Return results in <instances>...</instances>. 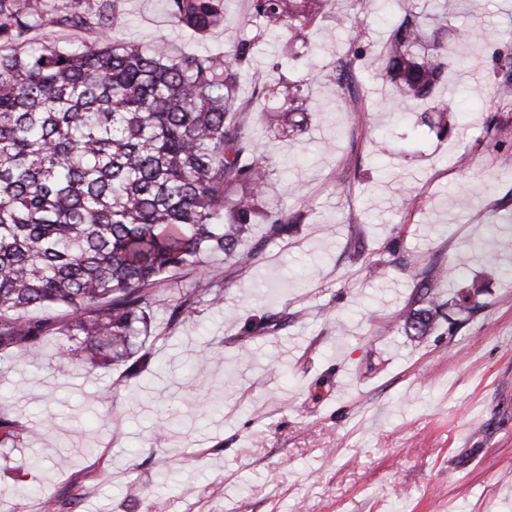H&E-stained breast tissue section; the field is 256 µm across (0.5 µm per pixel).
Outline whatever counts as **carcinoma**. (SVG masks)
<instances>
[{
  "label": "carcinoma",
  "mask_w": 512,
  "mask_h": 512,
  "mask_svg": "<svg viewBox=\"0 0 512 512\" xmlns=\"http://www.w3.org/2000/svg\"><path fill=\"white\" fill-rule=\"evenodd\" d=\"M121 0H69L50 23L74 34L96 28L108 44L46 42L27 48L42 26L39 0H0V351L23 361L46 336L67 338L52 358L60 375L77 364H147L141 337L150 311L163 305L176 329L191 321L208 290L196 281L169 294L183 270L213 280L206 258L228 254L245 268L259 247L239 245L251 225L273 233L297 217L271 218L272 183L254 156L243 113L271 110L291 128L307 123L311 102L299 86L252 74L253 98L238 97V70L266 36L304 30L317 18L340 27L336 0H249L229 52L173 53L164 42L110 38L124 24ZM380 69L399 92L398 108L417 111L448 68L447 51L425 44V26L401 0ZM167 15L203 37L224 21V0H164ZM349 56L333 78L350 109L358 101ZM431 267L403 315L405 332L427 336L442 321L464 324L479 289L443 299ZM66 311L63 321L54 315ZM277 314L252 320L245 333L278 330ZM15 421L0 415V445L15 444Z\"/></svg>",
  "instance_id": "1"
}]
</instances>
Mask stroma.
Listing matches in <instances>:
<instances>
[{
    "label": "stroma",
    "instance_id": "stroma-1",
    "mask_svg": "<svg viewBox=\"0 0 512 512\" xmlns=\"http://www.w3.org/2000/svg\"><path fill=\"white\" fill-rule=\"evenodd\" d=\"M249 0H224V22L184 32L162 0H122L121 36L173 52L227 51ZM353 27L321 20L308 42L327 46L319 67L286 65V40L262 45L242 71L282 62L314 104L289 135L267 116L243 119L274 194L299 217L281 236L252 225L260 246L242 269L218 258L214 289L192 321L169 330L151 314L148 365L52 368L60 340L25 362L0 352V414L20 437L0 447V512H42L14 489L41 454L47 495L61 512H512V107L494 92L497 59L512 51V0H452L428 34L448 49L444 79L408 115L372 62L389 26L362 0H337ZM461 28L482 30L461 42ZM369 66L349 111L332 80L337 57ZM447 136L423 114L454 96ZM446 293L479 288L482 310L462 329L407 335L400 317L430 262ZM381 263L385 274L370 277ZM285 311L274 333L244 336L255 316ZM178 425L155 449L170 416Z\"/></svg>",
    "mask_w": 512,
    "mask_h": 512
}]
</instances>
